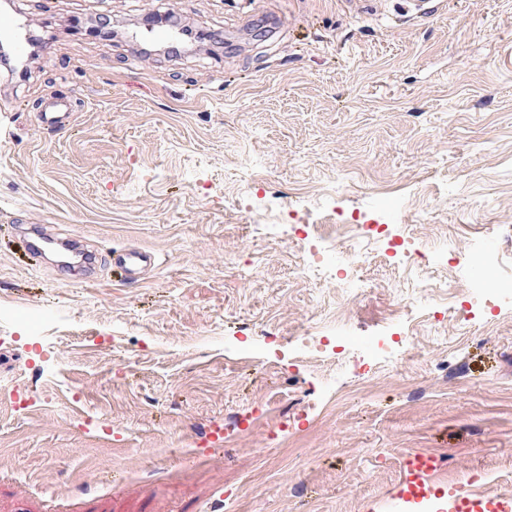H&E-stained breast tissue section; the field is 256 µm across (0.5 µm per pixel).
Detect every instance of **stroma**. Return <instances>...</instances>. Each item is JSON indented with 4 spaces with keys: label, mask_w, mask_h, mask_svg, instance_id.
Returning <instances> with one entry per match:
<instances>
[{
    "label": "stroma",
    "mask_w": 512,
    "mask_h": 512,
    "mask_svg": "<svg viewBox=\"0 0 512 512\" xmlns=\"http://www.w3.org/2000/svg\"><path fill=\"white\" fill-rule=\"evenodd\" d=\"M43 38L0 71V512H371L411 450L512 496V304L428 318L439 285L382 256L346 307L362 341L407 313L411 356L358 378L291 336L335 283L294 276L284 225L353 213L412 247L479 245L512 273V0H17ZM222 33L182 58L70 33L156 12ZM78 90L68 130L36 109ZM97 250L92 280L30 229ZM154 267L126 281L113 251ZM66 470H59V462ZM400 16L405 20H416L437 11V0H402Z\"/></svg>",
    "instance_id": "obj_1"
}]
</instances>
